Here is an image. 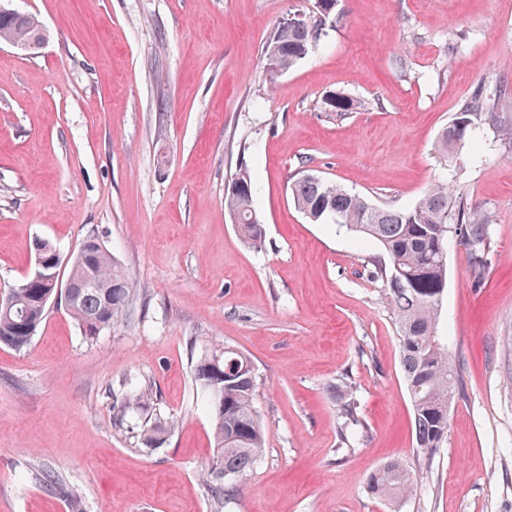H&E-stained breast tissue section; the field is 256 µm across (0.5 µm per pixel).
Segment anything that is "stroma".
Instances as JSON below:
<instances>
[{"mask_svg": "<svg viewBox=\"0 0 512 512\" xmlns=\"http://www.w3.org/2000/svg\"><path fill=\"white\" fill-rule=\"evenodd\" d=\"M313 4L14 0L48 42L0 44V294L32 271L35 240L66 262L92 233L138 288L131 321L96 339L51 308L27 348L0 343V512H216L192 365L224 344L254 363L266 444L223 512H390L367 476L419 462L377 250L303 217L288 182L304 170L400 208L442 178L489 215L483 267L448 251L439 333L463 395L400 512H512V98L480 127V160L444 168L434 152L481 83H512V0H338V27L266 81L276 23ZM332 91L364 109L330 117ZM242 162L258 251L224 211ZM340 379L365 426L347 445ZM146 383L173 424L152 449L139 411L119 425L112 405Z\"/></svg>", "mask_w": 512, "mask_h": 512, "instance_id": "obj_1", "label": "stroma"}]
</instances>
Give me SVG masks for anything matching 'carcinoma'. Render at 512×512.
<instances>
[{"mask_svg": "<svg viewBox=\"0 0 512 512\" xmlns=\"http://www.w3.org/2000/svg\"><path fill=\"white\" fill-rule=\"evenodd\" d=\"M338 0H322L318 17L306 18L295 27L281 22L263 48V56L276 52L279 67H268L265 75L274 81L304 59L323 36V30L337 23ZM41 22L29 13L17 18H0V42H33ZM512 95V86L499 81L481 85L465 99L451 120L439 132L435 143L441 167L462 155L466 143L483 121L493 120L494 102ZM362 102L344 93L331 92L322 109L337 116L354 112ZM295 208L312 224H336L374 241L387 262L371 260V275L385 283L386 300L398 334L400 361L414 414L415 448L425 464L443 447L448 436V412L455 394L461 392L459 370L448 351V342L438 334L442 299L448 285V258L436 254L438 244L458 237L470 247L474 260L481 259L490 224L486 214L470 211L446 181H437L412 206H377L366 197L352 193L334 181L302 173L289 186ZM224 211L237 215V232L250 248L265 245L262 224L252 221L256 214L254 187L247 169L241 167L228 180L224 192ZM90 262H71L66 278L82 282L93 273L105 284L96 290H82L72 301L58 304L77 322L84 336L93 339L131 316L136 293L135 282L122 270L112 253L96 235L84 239ZM15 304L0 310V343L21 350L28 347L43 322L53 300L51 288H14ZM219 360L224 373V404L215 402L208 391L213 388ZM193 378L214 424L217 448L215 463L202 477L207 497L216 508L236 500L239 482L262 455L265 430L255 406L257 381L252 360L242 351L224 346L201 355L193 366ZM345 432L342 439L362 427L358 403L346 382L336 385ZM152 394L142 388L122 399L118 409L125 417L127 408L151 409ZM171 425L156 417L144 418L142 444L153 448L161 444ZM420 474L399 459L390 460L371 472L367 493L385 500L400 512L402 504L417 489Z\"/></svg>", "mask_w": 512, "mask_h": 512, "instance_id": "cac0c4a2", "label": "carcinoma"}]
</instances>
